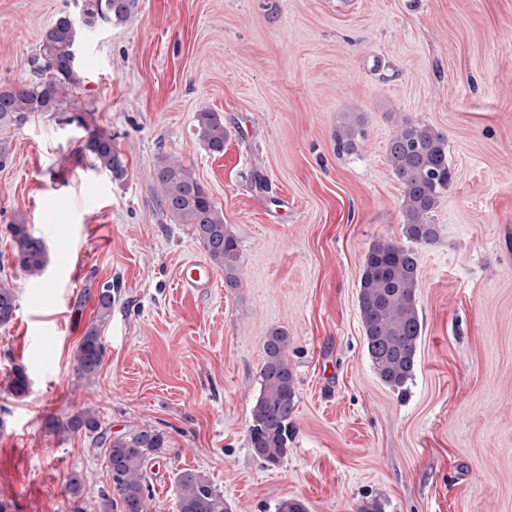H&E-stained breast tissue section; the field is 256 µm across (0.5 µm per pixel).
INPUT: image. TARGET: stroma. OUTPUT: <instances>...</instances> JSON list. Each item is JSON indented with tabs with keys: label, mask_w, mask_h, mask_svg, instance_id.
I'll return each mask as SVG.
<instances>
[{
	"label": "stroma",
	"mask_w": 512,
	"mask_h": 512,
	"mask_svg": "<svg viewBox=\"0 0 512 512\" xmlns=\"http://www.w3.org/2000/svg\"><path fill=\"white\" fill-rule=\"evenodd\" d=\"M84 0H0V86L33 82L53 22ZM80 81L58 111L0 122V285L19 308L0 327V504L7 512H99L106 454L51 423L96 412L113 435L152 427L169 449L149 465L152 512H176L195 469L230 512H512V0H139L124 22L80 26ZM228 137L210 153L196 115ZM84 115L86 126L72 123ZM358 116L366 137L339 154ZM448 140L453 178L415 246L423 334L405 393L384 385L358 309L365 256L403 243L402 187L387 145L403 122ZM111 133L127 168L112 181L76 151ZM188 167L237 238V287L215 272L179 288L206 254L163 217L159 166ZM48 250L23 273L6 225ZM112 286L92 383L76 347L96 312L86 286ZM288 333L294 433L281 465L251 452L263 342ZM25 396L9 383L16 370ZM81 477L79 492L68 486ZM364 136V129L359 121L355 119L345 122L335 133L337 149L340 152L352 153L359 144L360 139ZM215 277L210 267L201 261L184 264L179 272V283L190 292L205 293L214 288Z\"/></svg>",
	"instance_id": "1"
}]
</instances>
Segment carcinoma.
I'll use <instances>...</instances> for the list:
<instances>
[{"label":"carcinoma","mask_w":512,"mask_h":512,"mask_svg":"<svg viewBox=\"0 0 512 512\" xmlns=\"http://www.w3.org/2000/svg\"><path fill=\"white\" fill-rule=\"evenodd\" d=\"M93 16L122 22L137 7V0H91ZM78 31L67 15L49 28L41 53L31 59L38 80L26 85L0 86V121L21 119L27 112L57 110L60 91L79 81L75 48ZM197 130L212 154L224 153L227 130L215 112L197 115ZM364 136L356 120L341 125L335 133L337 149L352 153ZM81 157L113 180L126 176V167L112 135L103 129L89 132L80 147ZM387 158L402 186L400 201L403 237L427 245L438 237L430 214L452 178L445 135L429 125L403 123L390 139ZM161 186L159 210L174 224H191L196 240L210 261L224 270L227 287H237L235 271L239 243L224 229V216L209 194L182 164L163 165L157 172ZM14 263L29 275H41L47 265V250L41 238L23 222L8 225ZM418 264L413 249L395 243H378L367 253L359 281V310L364 344L379 379L400 392L415 370L416 349L423 321L416 301ZM17 310L16 294L0 287V326L8 325ZM112 312V287L97 289L96 319L91 322L76 349L77 379L93 382L103 363L104 344L100 327ZM261 392L251 411L249 445L253 455L269 467H277L288 453L295 413V373L288 363V333L273 329L263 343ZM60 432H85L94 445L105 448L109 491L101 497L100 512H151L146 466L164 455L169 439L159 429L130 431L112 436L96 414L80 411L53 423ZM178 512H229L224 492L205 474L183 469L177 474Z\"/></svg>","instance_id":"1"}]
</instances>
